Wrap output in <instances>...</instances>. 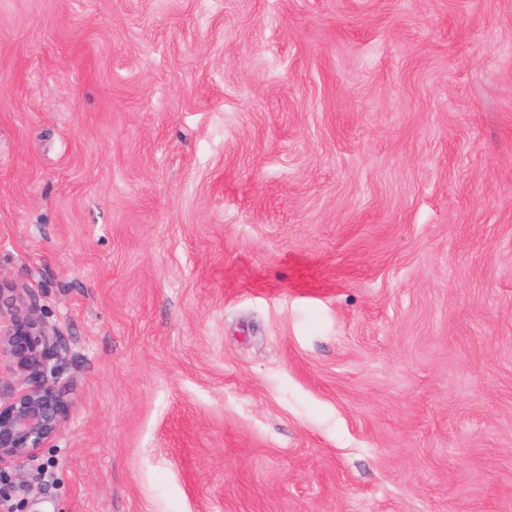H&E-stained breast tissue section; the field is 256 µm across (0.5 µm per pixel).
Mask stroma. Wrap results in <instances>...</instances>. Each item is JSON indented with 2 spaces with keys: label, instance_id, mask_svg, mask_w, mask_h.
<instances>
[{
  "label": "stroma",
  "instance_id": "stroma-1",
  "mask_svg": "<svg viewBox=\"0 0 512 512\" xmlns=\"http://www.w3.org/2000/svg\"><path fill=\"white\" fill-rule=\"evenodd\" d=\"M0 279L16 512H512V0H0ZM63 351L58 332L46 323L37 300L0 279V359L8 356L29 377L24 387L5 397L0 393L1 512H14L10 502L25 492L22 483L2 489L7 469L36 460L61 435L68 419L70 403L51 365Z\"/></svg>",
  "mask_w": 512,
  "mask_h": 512
}]
</instances>
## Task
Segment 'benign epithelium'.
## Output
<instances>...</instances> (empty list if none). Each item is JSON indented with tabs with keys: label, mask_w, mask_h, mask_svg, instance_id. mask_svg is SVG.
I'll use <instances>...</instances> for the list:
<instances>
[{
	"label": "benign epithelium",
	"mask_w": 512,
	"mask_h": 512,
	"mask_svg": "<svg viewBox=\"0 0 512 512\" xmlns=\"http://www.w3.org/2000/svg\"><path fill=\"white\" fill-rule=\"evenodd\" d=\"M63 351L37 300L0 279V357L11 358L28 376L24 387L0 396L1 480L36 460L64 429L70 403L51 365ZM24 492L22 483L0 488V512H14L12 499Z\"/></svg>",
	"instance_id": "1"
}]
</instances>
